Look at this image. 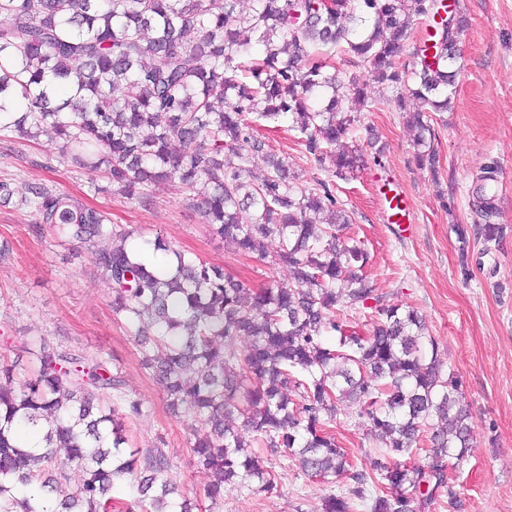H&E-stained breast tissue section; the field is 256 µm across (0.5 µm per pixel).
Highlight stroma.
Instances as JSON below:
<instances>
[{
  "instance_id": "35a3bbf8",
  "label": "stroma",
  "mask_w": 512,
  "mask_h": 512,
  "mask_svg": "<svg viewBox=\"0 0 512 512\" xmlns=\"http://www.w3.org/2000/svg\"><path fill=\"white\" fill-rule=\"evenodd\" d=\"M467 18L460 37V72L451 109L429 113L438 154L435 168L420 166L407 111L398 90L369 82L375 103L362 112L353 132L364 165L336 182V195L352 213L351 233L369 255L366 273L378 293L421 314L439 346L444 366L458 373L469 406L473 448L452 477L462 512H512V0H455ZM257 131L269 153L288 158L304 181L325 178L308 157L288 122L261 124ZM57 143L0 141V179H11L17 196L34 183L70 193L111 214L113 223L163 236L176 247L260 287H290L285 268L225 249L199 215L170 186L152 188L144 209L109 194L95 193L91 174L58 161ZM52 169H42L45 158ZM496 178L494 223L503 237L490 254L470 241L461 247L457 224L483 218L473 187L484 168ZM406 196L410 223H390L386 198ZM29 210L0 205V239L11 258L0 261V363L12 362L22 343L47 335L57 346L104 352L125 371L126 391L149 411L130 427L135 446L164 440L170 466L164 477L181 496L202 497L210 478L190 452L186 420L171 417L159 385L141 367L135 343L123 321L112 315V292L90 252L75 242L34 229ZM354 405L345 406L332 430L340 445L365 465L371 442ZM333 484L309 479L296 465L283 470L272 493L225 489L212 512H319Z\"/></svg>"
}]
</instances>
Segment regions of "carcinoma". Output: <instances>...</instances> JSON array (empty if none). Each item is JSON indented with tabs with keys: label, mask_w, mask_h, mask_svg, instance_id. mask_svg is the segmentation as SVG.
<instances>
[{
	"label": "carcinoma",
	"mask_w": 512,
	"mask_h": 512,
	"mask_svg": "<svg viewBox=\"0 0 512 512\" xmlns=\"http://www.w3.org/2000/svg\"><path fill=\"white\" fill-rule=\"evenodd\" d=\"M238 2L0 0V134H53L62 162L102 174L107 185L94 190L131 204L173 184L225 248L286 268L293 286L254 288L160 236L146 241L161 256L149 263L127 247L135 230L44 183L17 205L37 230L94 248L141 366L168 410L199 424L191 450L210 475L208 499L227 486L271 493L292 459L312 480H345L323 512H424L441 491L456 510L448 466L472 441L457 373L418 312L363 274L367 253L347 235L351 218L330 182L302 184L288 159L267 153L256 122L290 119L311 158L344 179L363 159L342 140L369 97L333 59L351 53L374 81L410 83L411 96L444 112L465 19L444 0H251L246 12ZM425 16L440 21L398 65ZM408 124L420 162L435 167L433 127L420 112ZM258 158L267 169L254 179ZM492 180L491 168L480 176L485 223L471 230L485 254L503 233L490 223ZM471 231L457 227L462 244ZM348 308L370 310L367 330L340 318ZM24 350L30 377L16 383L6 367L0 381V512H194L168 500L176 488L161 479V446L130 445L125 423L148 408L127 394L113 356L59 350L44 336ZM346 402L375 444L368 471L330 430ZM16 425L42 432L43 445H22ZM73 468L84 477L66 492Z\"/></svg>",
	"instance_id": "cac0c4a2"
}]
</instances>
